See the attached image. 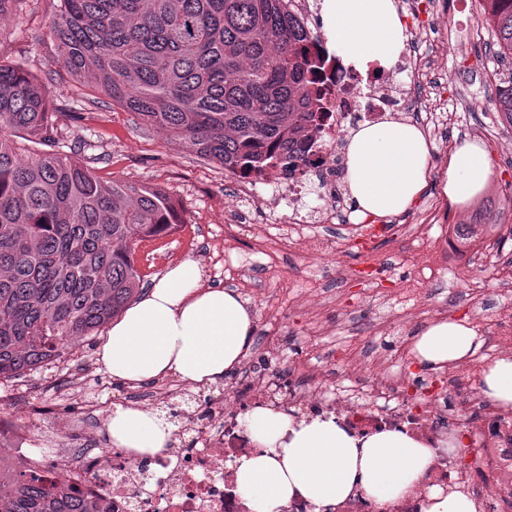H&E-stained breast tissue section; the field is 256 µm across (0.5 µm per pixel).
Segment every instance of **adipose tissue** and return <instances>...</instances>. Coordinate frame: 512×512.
I'll return each instance as SVG.
<instances>
[{"label":"adipose tissue","mask_w":512,"mask_h":512,"mask_svg":"<svg viewBox=\"0 0 512 512\" xmlns=\"http://www.w3.org/2000/svg\"><path fill=\"white\" fill-rule=\"evenodd\" d=\"M318 14L331 53L359 74L389 71L405 50V30L395 0H319ZM429 146L409 120L364 121L352 128L344 147V189L358 217L404 211L427 182ZM492 176L486 152L475 142L455 149L443 192L457 204L479 193ZM197 261L183 260L154 279L143 297L112 322L98 361L112 375L145 382L173 374L203 385L222 379L238 364L254 333V315L234 291L201 284ZM483 344L472 327L441 320L415 338L411 355L442 366L473 359ZM481 390L495 403L512 404V357L482 369ZM246 426L261 446L241 458L239 491L253 512H277L296 493L330 506L362 489L377 501L410 490L431 462L429 449L399 432L356 441L333 420L299 424L285 415L258 410ZM114 447L138 456L163 453L172 426L158 413L115 407L107 419Z\"/></svg>","instance_id":"obj_1"}]
</instances>
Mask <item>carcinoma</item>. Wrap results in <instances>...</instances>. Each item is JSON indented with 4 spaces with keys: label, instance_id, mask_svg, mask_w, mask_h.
Returning a JSON list of instances; mask_svg holds the SVG:
<instances>
[{
    "label": "carcinoma",
    "instance_id": "carcinoma-1",
    "mask_svg": "<svg viewBox=\"0 0 512 512\" xmlns=\"http://www.w3.org/2000/svg\"><path fill=\"white\" fill-rule=\"evenodd\" d=\"M291 0H60L49 22L65 75L165 137L247 178L306 160L324 126L322 57ZM512 55V0H490ZM49 87L0 60V381L61 360L119 314L141 275L136 248L182 219L162 189L99 178L88 163L21 153L54 140ZM49 475L0 454V512H101Z\"/></svg>",
    "mask_w": 512,
    "mask_h": 512
}]
</instances>
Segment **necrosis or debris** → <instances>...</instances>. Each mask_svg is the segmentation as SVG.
<instances>
[{
    "instance_id": "4bbe7bcc",
    "label": "necrosis or debris",
    "mask_w": 512,
    "mask_h": 512,
    "mask_svg": "<svg viewBox=\"0 0 512 512\" xmlns=\"http://www.w3.org/2000/svg\"><path fill=\"white\" fill-rule=\"evenodd\" d=\"M328 106L330 121L307 148L314 167L277 169L243 182L237 193V214L259 216L280 239L311 224L349 223L337 203L334 145L356 119L425 110L419 100L406 106L399 87L383 77L355 79L343 67L332 76ZM489 333L488 347L470 363L440 367L419 382L393 371L406 346L383 361L354 346L328 349L311 375L283 364L280 338L270 331L261 338L263 361L246 362L233 384L203 410L190 411L193 436L165 455L138 460L116 450L107 465L92 461L75 471L65 449L31 455L22 431L1 419L0 442L27 464L41 468L50 460L71 471L74 495L109 504L111 512H251L235 465L257 450L246 414L267 409L296 423L331 417L357 439L406 434L429 448L432 462L421 481L385 504L357 491L320 509L297 494L279 512H426L436 488L463 490L476 512H512V411L485 400L477 383L484 362L512 353V315H501Z\"/></svg>"
}]
</instances>
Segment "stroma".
<instances>
[{"mask_svg": "<svg viewBox=\"0 0 512 512\" xmlns=\"http://www.w3.org/2000/svg\"><path fill=\"white\" fill-rule=\"evenodd\" d=\"M423 2L435 19L419 45L423 64L436 74L430 90L435 116L421 128L430 147V179L408 210L388 216L399 236L373 242L371 256L383 261L394 281H406L436 237L447 243L435 255L427 308L398 320L388 294L349 276L363 261L357 229L321 225L320 234L336 246L335 256H323L312 240H298L282 251L286 278L272 275L267 261L276 245L266 244L263 255L252 251L265 244L262 225L251 224L236 235L227 230V211L239 188L235 176L119 105L107 101L93 107L77 84L59 79L47 38L59 0H18L1 13L0 59L25 65L49 85L60 114L48 151L78 154L104 180L158 186L177 202L182 226L138 248L144 282L172 264L196 260L204 285L237 291L247 303L256 335L279 327L290 363L315 368L326 345L362 346L375 328L414 337L444 319L490 325L512 303V116L497 108L500 92L512 87V57L500 52L486 0ZM465 141L485 147L493 174L479 194L455 204L440 182L455 148ZM461 224H488L492 230L463 247L455 237ZM228 252L245 258L229 278L224 275ZM103 340V330H95L61 362L0 382V413L25 430L29 447L67 448L80 465L91 456L109 460L107 410L136 407L137 396L151 394L159 383L112 378L97 360Z\"/></svg>", "mask_w": 512, "mask_h": 512, "instance_id": "1", "label": "stroma"}]
</instances>
